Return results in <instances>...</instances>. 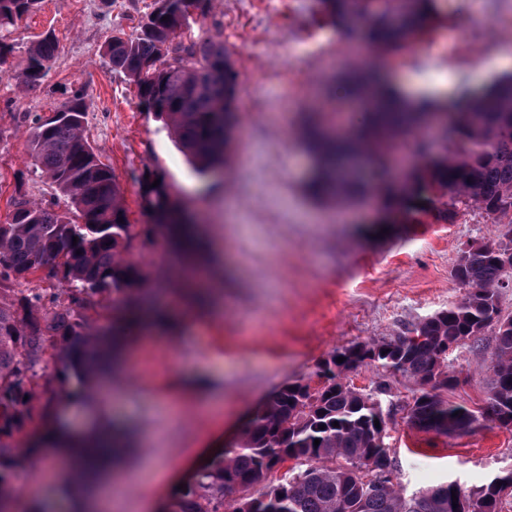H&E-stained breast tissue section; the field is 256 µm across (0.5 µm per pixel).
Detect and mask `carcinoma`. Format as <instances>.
<instances>
[{
    "mask_svg": "<svg viewBox=\"0 0 512 512\" xmlns=\"http://www.w3.org/2000/svg\"><path fill=\"white\" fill-rule=\"evenodd\" d=\"M40 0H0V58L11 51L3 32L31 13ZM432 0H321L331 22L371 46L388 50L418 40L435 14ZM188 0H166L162 11L146 14L134 38L112 35L103 45L112 71L137 88L147 111L166 122L194 170L202 175L224 167L239 125L238 75L220 35L181 39ZM168 20H163V17ZM58 52L47 33L31 46L22 83L35 87ZM337 80L350 98L365 104V137L340 145L336 129L311 119L305 144L317 163L308 190L320 199L358 198L368 189L361 165L377 179L385 200L383 220L421 224L430 218L452 224L460 207H475L496 219L512 216V74L503 75L457 112H416L383 96L380 68L347 70ZM88 104L76 92L50 119L35 115L29 126L33 164L54 188L49 204L23 197L0 224V292H16V306H0V485L14 477L17 459L9 440L31 417L29 387L40 361L44 336H57L60 392L86 406L95 386L115 361L114 338L136 334L141 291L154 273L134 254L135 242L160 235L171 242L177 262L192 252L198 236L187 208L171 185L146 166L136 177L142 212L150 223L129 221L123 191L112 168L93 152L85 129ZM448 128L455 151L432 153L424 141L415 148L425 163L403 186L391 183L390 146L429 125ZM160 180L156 187L155 180ZM512 235L483 242L456 263L454 277L463 300L424 321L413 337L357 343L317 366L311 379L287 383L268 396L243 431L234 455L202 467L178 491L164 512H221L224 495L236 485L245 496L233 512H502V490L512 488V471L469 491L450 482L411 495L398 481L385 442L374 425L385 388L364 392L347 374L365 361L400 373L415 385L408 422L423 431L452 435L469 431L477 415L449 403L442 393L459 377L448 369V349L492 331V382L485 417L512 429V315H503L500 292L512 288ZM38 274L67 286V297L45 288H19ZM112 295V321L95 324L87 311ZM344 361L339 363L337 358ZM338 426H333V423ZM117 423L90 424L87 442L76 449L72 470L78 484L125 447ZM320 440L314 445V440ZM288 461L294 465L284 467ZM286 468L279 482L271 473ZM257 486L263 491L254 496ZM457 505H452V497Z\"/></svg>",
    "mask_w": 512,
    "mask_h": 512,
    "instance_id": "1",
    "label": "carcinoma"
}]
</instances>
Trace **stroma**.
Here are the masks:
<instances>
[{
  "label": "stroma",
  "mask_w": 512,
  "mask_h": 512,
  "mask_svg": "<svg viewBox=\"0 0 512 512\" xmlns=\"http://www.w3.org/2000/svg\"><path fill=\"white\" fill-rule=\"evenodd\" d=\"M151 2L40 0L11 28L12 51L0 59V224L18 194L45 201L52 193L29 156L30 114H51L81 89L86 135L117 176L131 223L146 221L136 177L148 165L198 216L202 236L222 255L221 313L184 315L170 332L131 337L118 362L124 399L108 401L102 412L134 420L145 444L131 449L117 472L112 512H143L147 500L169 498L167 474L202 435L237 439L271 392L311 376L332 354L412 335L459 303L466 290L452 268L460 250L473 240H502L508 229L475 208L461 210L452 224L385 228L372 200L320 202L304 186L307 156L297 130L302 113L314 109L327 123L355 122L341 96L324 97L327 81L350 64H380L399 82L426 70L483 89L497 74L491 60L512 48V0H439L421 42L381 57L334 26L317 0H211L207 17H190V32H220L238 74L240 125L228 164L205 178L102 53L109 36L135 34ZM49 32L59 43L51 68L36 88H22L28 49ZM491 346L486 335L450 354L460 384L448 391L449 403L483 405ZM348 380L366 390L386 383V443L406 493L450 481L470 490L512 470V430L483 421L465 433H426L406 417L410 379L369 363ZM202 395L219 401L217 412L201 408ZM34 428L27 423L11 440L18 468L10 500L17 505L30 486L63 478L27 455Z\"/></svg>",
  "instance_id": "obj_1"
}]
</instances>
